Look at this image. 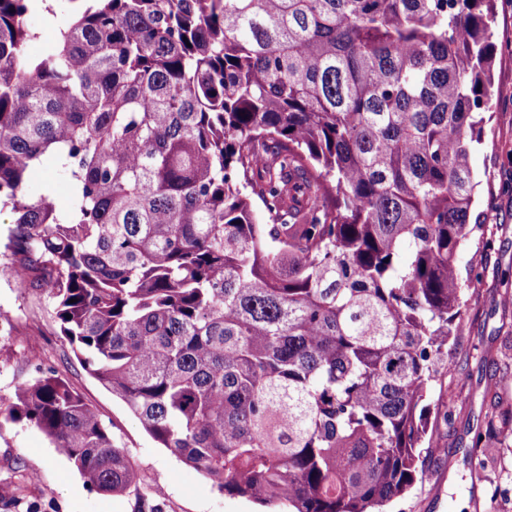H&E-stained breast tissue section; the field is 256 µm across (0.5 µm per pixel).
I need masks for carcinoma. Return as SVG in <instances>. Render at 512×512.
Returning a JSON list of instances; mask_svg holds the SVG:
<instances>
[{
    "label": "carcinoma",
    "mask_w": 512,
    "mask_h": 512,
    "mask_svg": "<svg viewBox=\"0 0 512 512\" xmlns=\"http://www.w3.org/2000/svg\"><path fill=\"white\" fill-rule=\"evenodd\" d=\"M495 0H90L38 54L0 0L12 271L147 432L218 491L380 512L417 481L460 324ZM57 162L60 212L29 187ZM485 429L512 405L485 390ZM98 492L137 473L47 371L0 408Z\"/></svg>",
    "instance_id": "obj_1"
}]
</instances>
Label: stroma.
Masks as SVG:
<instances>
[{
	"label": "stroma",
	"mask_w": 512,
	"mask_h": 512,
	"mask_svg": "<svg viewBox=\"0 0 512 512\" xmlns=\"http://www.w3.org/2000/svg\"><path fill=\"white\" fill-rule=\"evenodd\" d=\"M492 41L497 48L490 109L482 140L471 151L479 186L474 212L480 217L461 248L458 273L470 281L463 316L448 343V371L432 389L426 452L414 487L386 512H512V437L484 449L482 468L470 470L462 450L483 427L488 381L512 401V0H495ZM32 187L59 211L70 206L64 176L53 161L34 168ZM0 313L10 319L0 333V406L19 387L52 369L98 412L138 473L142 494L160 512H258L252 500L220 493L149 435L128 406L104 388L61 336L55 303L45 291L21 288L0 273ZM454 395L451 419L444 401ZM131 495L92 490L71 462L34 426L0 422V512H137Z\"/></svg>",
	"instance_id": "35a3bbf8"
}]
</instances>
